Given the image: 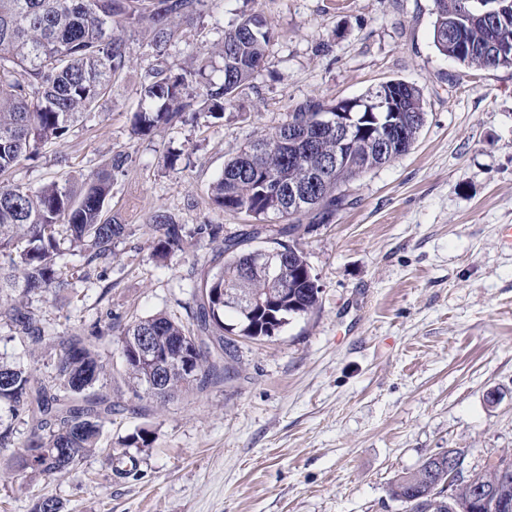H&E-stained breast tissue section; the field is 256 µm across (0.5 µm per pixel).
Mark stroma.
<instances>
[{
  "mask_svg": "<svg viewBox=\"0 0 512 512\" xmlns=\"http://www.w3.org/2000/svg\"><path fill=\"white\" fill-rule=\"evenodd\" d=\"M251 13L274 37L223 119L201 112L134 136L155 57L148 26L128 27L130 64L111 97L14 170L13 182L36 187L128 157L107 210L131 235L77 294L31 299L54 335L185 318L217 246L192 239L156 261L147 217L166 210L190 233L247 229L246 215L212 206L209 186L300 104L413 83L426 111L416 143L343 185L350 205L302 233L317 310L277 336L236 338L235 377L204 392L141 402L123 377L104 384L115 410L103 448L76 470L16 480L4 472L13 450L0 447V512H30L43 495L65 512H405L389 489L427 456L463 451L470 473L512 454V69L440 55L434 0H208L176 25L170 62L206 54L221 67L225 33ZM138 429L151 445L117 474Z\"/></svg>",
  "mask_w": 512,
  "mask_h": 512,
  "instance_id": "stroma-1",
  "label": "stroma"
}]
</instances>
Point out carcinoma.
I'll use <instances>...</instances> for the list:
<instances>
[{"label":"carcinoma","instance_id":"1","mask_svg":"<svg viewBox=\"0 0 512 512\" xmlns=\"http://www.w3.org/2000/svg\"><path fill=\"white\" fill-rule=\"evenodd\" d=\"M207 0H0V328L19 341L29 354L45 348L54 339L43 316L29 306L28 298L49 290L73 288V280L91 278L100 263L112 258L115 243L129 227L108 215L105 202L111 195L114 175L124 171L118 156L107 168L84 179L53 180L38 188L15 184L8 175L40 147L65 138L70 127L91 113L109 96L117 78L130 63L121 35L126 26L150 24L152 43L163 52L173 36L172 24L203 10ZM463 28L477 48L463 66H492L484 51L493 35L482 21L457 19L435 11L433 43L451 59L454 46L450 32ZM272 32L266 20L253 15L224 36L219 50L223 65L214 80L208 64L198 68L167 66L144 84L139 109L134 114L133 133L151 135L156 129L184 118L189 99H200L199 111L214 119L224 118L239 92L267 60ZM410 111L404 113L408 138L416 141L425 123L422 90L411 85ZM343 100H310L288 114L271 135L259 139L224 164L222 174L210 187L212 204L222 211L244 213L250 230L219 237L215 224L199 225V234L220 241L216 271L203 272L191 292L193 306L184 322L158 313L127 325L101 328L95 323L89 334L75 332L59 337L47 378L36 377L17 361L0 359V447L13 442V423L29 427L27 440L18 448L15 467L31 476H50L76 469L100 448L105 419L112 403L96 386L112 375L104 358L105 343L119 336L123 376L135 396L164 402L179 394L202 392L209 385L234 374L231 340L224 338V291L244 300L274 296V304L234 309L238 335L259 339L281 330L294 317L317 309L319 289L310 267L297 246L302 219L323 224L336 214L345 194L340 185L357 173L320 177L315 172L323 162L343 150L353 165L364 163L372 170L378 161L375 137L387 123V112H350L346 119L358 130L356 141L343 148L336 135L321 131L315 119L334 114ZM316 180L310 184V180ZM310 185L320 208L311 212L288 210V184ZM153 256L166 259L183 249V225L165 210L148 219ZM274 235L288 243L289 273L284 287L264 274H242L248 260L245 245L261 235ZM82 258L78 269L61 263L66 252ZM151 336L160 351L176 359L180 350H192V372L174 367L159 389L149 365L129 348L128 337ZM448 484V455L426 457L418 467L403 473L393 483L391 496L405 505L406 512H420L435 491ZM481 487L500 501L512 502V455L499 458L479 472L470 473L452 490L446 506L437 512H480L472 501V488ZM31 512H64V504L53 496H41Z\"/></svg>","mask_w":512,"mask_h":512}]
</instances>
